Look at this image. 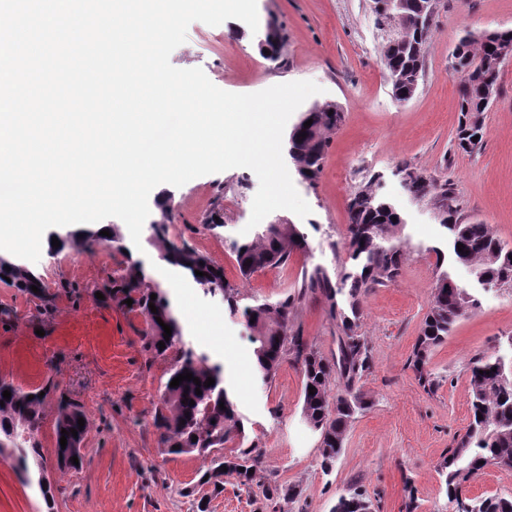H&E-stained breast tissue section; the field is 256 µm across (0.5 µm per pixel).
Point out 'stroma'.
<instances>
[{
  "label": "stroma",
  "instance_id": "stroma-1",
  "mask_svg": "<svg viewBox=\"0 0 512 512\" xmlns=\"http://www.w3.org/2000/svg\"><path fill=\"white\" fill-rule=\"evenodd\" d=\"M259 26L281 36L277 60L266 59L260 36L248 26L193 22L186 41L171 54L173 66L202 69L218 88L250 94L272 85L312 81L319 102L340 105L344 119L329 136L315 183L296 182L311 213L291 216L308 243L284 268H266L242 278L234 243L243 241L256 174L232 168L195 178L169 192L170 240L186 241L223 266L242 304L276 301L293 293L303 269L336 272L346 262L345 237L352 195L379 176L382 191L400 207L412 245L399 275L362 297L361 331L368 339L371 370L359 386L370 407L350 426L332 471L320 467L319 437L303 422L302 377L283 363L272 383L253 368L252 331L230 315L221 298L204 295L184 270L175 275L184 303L197 323L185 339L226 373L244 435L224 446L238 455L242 442L259 445L267 474L301 491L303 512H332L340 495L359 490L373 512H451L437 465L470 422L469 374L480 353L512 336V290L478 291L479 306L461 318L431 354L428 367L439 383L426 392L409 365L429 309L436 278L432 245L444 246L429 201L403 190L396 167L408 163L448 180L461 203V217L487 224L512 246V63L500 71L501 94L484 114L486 135L472 154L458 152L459 76L452 52L463 31L512 29V0H438L436 28L426 50L417 91L397 101L381 62V45L370 0H257ZM223 191L224 226L212 232L202 219L216 191ZM129 262L106 245L92 252L71 247L42 254L34 263L49 293L51 315L39 299L0 283V380L24 390L42 387L49 364L61 388L79 399L89 419L82 469L59 471L54 463L56 401L48 399L39 432L43 465L53 483L54 512H197L207 467L194 454H164L152 426L166 381L168 360L142 350L141 315L96 293ZM294 324L325 358H335L338 329L323 297H306L294 308ZM37 485H24L10 462L0 460V512H44ZM258 489L224 479L208 512H263Z\"/></svg>",
  "mask_w": 512,
  "mask_h": 512
}]
</instances>
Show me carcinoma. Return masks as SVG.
<instances>
[{"mask_svg": "<svg viewBox=\"0 0 512 512\" xmlns=\"http://www.w3.org/2000/svg\"><path fill=\"white\" fill-rule=\"evenodd\" d=\"M407 7L394 16L376 18L379 32L395 33L401 46L382 54L383 66L389 77L391 92L402 100L403 91L413 85L422 74L425 47L431 38L436 21L417 31L411 27L410 16L430 7L429 0H406ZM512 53V30H490L479 39L465 34L460 39L459 57L452 68L460 73L459 112L461 115L457 148L471 152L478 148L485 136L483 113L486 90L499 86V70L495 63L503 53ZM305 119L313 120L306 137L298 144H290L292 167L301 180L314 184L321 172L329 138L327 133L339 127L344 115L338 104L325 101L315 103L302 112ZM404 191L418 200L427 199L438 212V224L449 239L450 264L437 246L426 250L435 253L438 272L431 291L429 310L424 318L410 357V367L423 389L429 393L437 387L436 379L427 369L429 355L450 335L455 324L468 311L478 306L475 289L458 283L451 265L468 267L476 284L488 288H512V247L502 243L485 224L464 223L460 218L457 197L448 180L439 181L407 165L397 168ZM356 203L349 205L346 246L350 265H343L332 277L328 271L315 266L303 269L298 291L287 294L273 303L239 306L238 289L231 286L222 272L224 268L207 255L195 250L187 242L177 244L164 232L172 220V211L166 202H156L158 218L153 221L154 233L150 243L157 248L167 263L187 271L206 295L221 296L231 314L242 313L246 320H254L250 328L255 332V368L263 382L271 383L281 365L290 361L302 376V415L306 423L319 436V459L322 470L327 471L339 460L344 440L355 416L368 408L369 402L356 383L371 370L367 338L360 332L361 298L374 288L394 280L401 269L409 240L402 236L406 220L396 203L378 192L376 179L354 194ZM205 226L215 231L224 227V193L217 191L212 208L204 220ZM294 224H262L255 236L233 245L236 263L242 277L270 266L288 265L292 255L307 247L306 239ZM121 238L119 229L112 236L99 232L75 230L63 245L80 250H91L104 242ZM463 244L458 251L457 244ZM0 261V282L22 293L44 300L48 312L52 301L45 298V286L40 275L25 265L17 264L8 255ZM250 265H245L247 260ZM202 271L198 276L195 271ZM40 289L34 293L31 286ZM108 301L133 300L129 310L144 316L146 329L142 335V349L152 358L170 359L167 382L161 394V407L156 409L153 425L159 436V445L169 454H185L187 449L210 459V466L202 473L199 484L212 487L224 485V476H236L239 483L249 489L257 488L265 507L274 508L280 501L296 503L301 492L295 486H284L268 478L261 467L258 445L255 443L233 457L224 456V444L243 433L235 404L224 387V371L219 364L210 363L204 353L187 346L181 327L172 314L170 304L160 289L146 276L142 264L129 263L124 273L112 279L101 289ZM319 293L325 297L329 311L339 329L338 355L332 360L324 358L309 339L293 328L292 312L295 304L308 295ZM157 295L151 299V295ZM157 312H151L149 304ZM171 327L169 341H164V329L157 319ZM190 372L200 384L184 381L176 387L170 381L182 373ZM215 384L206 387L208 378ZM344 387L333 390L336 379ZM315 387L309 394V387ZM469 386L472 421L466 433L457 440L448 455L439 462V473L445 477L448 500L469 504L467 512H512V497L492 495L468 498L464 486L479 471L489 465L512 469V336L506 343L483 353L471 363ZM201 394H196V390ZM11 398L3 397L4 391ZM58 390V384L48 381L42 389L25 391L0 380V458L11 461L13 468L26 484L32 483L31 468L38 471L37 485L46 506H51V488L43 487L45 479L38 432L44 415L46 396ZM225 409H220L219 404ZM56 447H61V431L78 430L66 439L82 441L89 425L78 427V418L86 417L83 406L62 392L56 401ZM197 441H192V436ZM363 493L355 491L339 496L333 512H360Z\"/></svg>", "mask_w": 512, "mask_h": 512, "instance_id": "1", "label": "carcinoma"}]
</instances>
